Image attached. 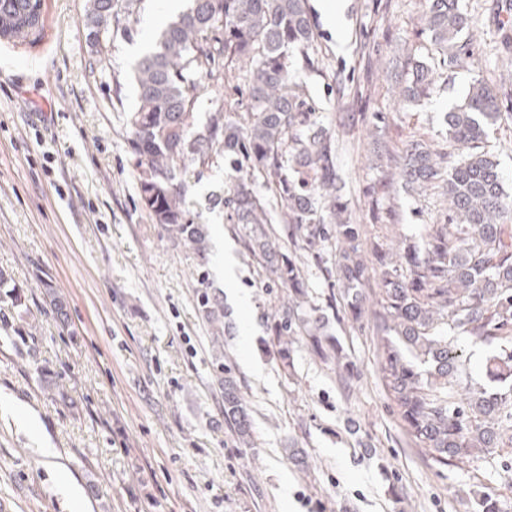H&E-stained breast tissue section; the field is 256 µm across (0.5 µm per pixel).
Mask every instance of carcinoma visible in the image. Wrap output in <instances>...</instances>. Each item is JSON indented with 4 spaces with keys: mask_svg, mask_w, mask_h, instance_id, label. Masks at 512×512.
I'll list each match as a JSON object with an SVG mask.
<instances>
[{
    "mask_svg": "<svg viewBox=\"0 0 512 512\" xmlns=\"http://www.w3.org/2000/svg\"><path fill=\"white\" fill-rule=\"evenodd\" d=\"M34 7L32 0H0V29L13 43L42 38L44 27L26 23ZM115 11L114 0H90V31L108 27ZM470 24L461 0H428L425 30L448 60L460 58ZM312 40L307 0H191L162 27L136 65L137 105L127 117L140 204L204 258L207 228L186 207V177L200 178L214 160L227 159L239 177L226 204L244 247L264 278L292 296L270 325L280 361L290 364L294 336L327 361L336 352L320 309L299 314L308 298L306 267H317L329 288L342 285L356 321L361 290L373 280L378 370L411 442L435 465L476 458L512 471V224L503 223L512 218V198L498 161L482 149L502 101L474 81L444 116L447 146L416 142L407 149V185L431 182L448 164L450 209L448 223L424 224L417 240H402L395 260L378 238L350 223L337 195L332 133L305 109L304 87L292 74L295 52ZM225 57L243 68L250 112L243 123L233 120L232 105L213 98L200 128L202 81L220 79L216 65ZM284 240L291 249L280 246ZM332 241L339 258L328 266L322 250ZM199 285V305L216 323L224 310L203 273ZM477 346L490 349L484 383L473 377L466 354ZM224 421L237 438L251 436L228 371Z\"/></svg>",
    "mask_w": 512,
    "mask_h": 512,
    "instance_id": "cac0c4a2",
    "label": "carcinoma"
}]
</instances>
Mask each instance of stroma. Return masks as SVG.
<instances>
[{"mask_svg": "<svg viewBox=\"0 0 512 512\" xmlns=\"http://www.w3.org/2000/svg\"><path fill=\"white\" fill-rule=\"evenodd\" d=\"M33 45L0 41V501L8 512H475L492 494L512 512V473L481 461L448 466L410 445L375 364L369 318L328 303L318 271L309 303L336 340L327 361L304 340L283 366L268 330L288 294L269 287L224 205L228 164L189 178L210 234L205 265L141 207L126 118L136 106L132 46L171 18L163 0H119L99 46L85 39L88 0H42ZM333 33L308 0L314 32L293 74L336 139V184L352 223L394 244L448 221L442 179L409 191L410 144L439 149L444 115L477 79L512 101V0H463L473 23L458 62L424 31L427 0H340ZM431 83L413 101L416 65ZM484 147L512 194V119ZM232 243L247 312L211 325L198 273L224 293ZM252 419L253 443L224 422L218 364Z\"/></svg>", "mask_w": 512, "mask_h": 512, "instance_id": "35a3bbf8", "label": "stroma"}]
</instances>
